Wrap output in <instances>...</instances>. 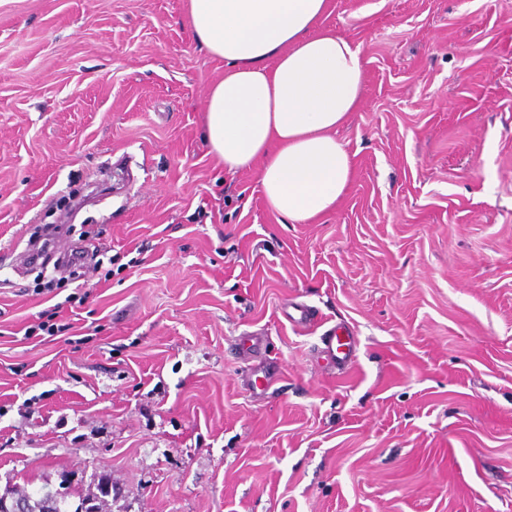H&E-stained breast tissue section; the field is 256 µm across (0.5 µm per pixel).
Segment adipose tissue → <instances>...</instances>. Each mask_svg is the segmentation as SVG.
Wrapping results in <instances>:
<instances>
[{
	"label": "adipose tissue",
	"mask_w": 512,
	"mask_h": 512,
	"mask_svg": "<svg viewBox=\"0 0 512 512\" xmlns=\"http://www.w3.org/2000/svg\"><path fill=\"white\" fill-rule=\"evenodd\" d=\"M329 0H187L192 34L224 63L203 137L225 171L260 168L266 205L293 224L330 214L354 155L336 131L363 97L361 49L321 28Z\"/></svg>",
	"instance_id": "obj_1"
}]
</instances>
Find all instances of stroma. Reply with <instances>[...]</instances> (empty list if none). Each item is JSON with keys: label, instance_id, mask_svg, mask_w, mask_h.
<instances>
[{"label": "stroma", "instance_id": "1", "mask_svg": "<svg viewBox=\"0 0 512 512\" xmlns=\"http://www.w3.org/2000/svg\"><path fill=\"white\" fill-rule=\"evenodd\" d=\"M330 2L365 61L355 171L292 224L208 152L224 64L186 0H0V488L512 512V0ZM347 334L344 336L343 334ZM325 355L329 361L336 366L338 370H347L354 363L352 336L343 326L333 328L332 336H327L325 340Z\"/></svg>", "mask_w": 512, "mask_h": 512}]
</instances>
